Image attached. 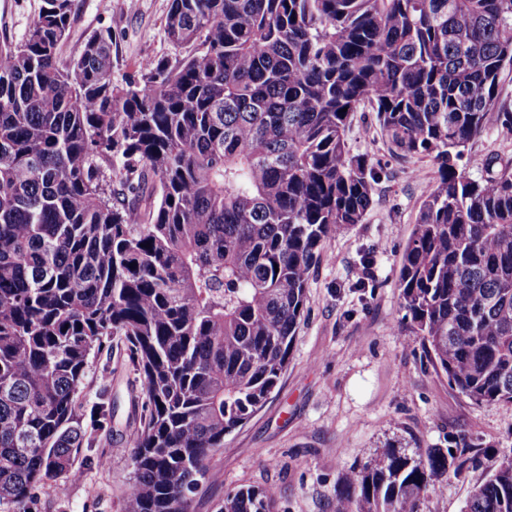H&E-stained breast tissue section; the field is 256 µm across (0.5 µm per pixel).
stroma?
Instances as JSON below:
<instances>
[{"mask_svg":"<svg viewBox=\"0 0 512 512\" xmlns=\"http://www.w3.org/2000/svg\"><path fill=\"white\" fill-rule=\"evenodd\" d=\"M172 0H75L64 53L78 52L93 33L112 35V81L137 79L141 63L174 56L164 33ZM42 0H0V39L24 40ZM352 153L369 155L385 173L360 224L325 240L311 271L288 366L269 400L224 439L193 499L192 512H217L227 491L272 486L275 512H335L342 474L362 466L386 439L444 448L457 439L482 449L491 465L512 458V403L479 405L452 388L404 321L397 272L426 194L430 162L420 168L391 157L369 111L355 112L347 133ZM496 157L512 167V133L500 126L470 142L456 169L470 178ZM84 403L105 396L112 417L95 448L76 459L83 478L61 475L56 494L34 487L24 506L0 512H124L132 476L129 447L143 413L139 373L120 339L89 356ZM484 470L443 480L421 512H463Z\"/></svg>","mask_w":512,"mask_h":512,"instance_id":"obj_1","label":"stroma"}]
</instances>
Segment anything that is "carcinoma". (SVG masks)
<instances>
[{"label": "carcinoma", "instance_id": "1", "mask_svg": "<svg viewBox=\"0 0 512 512\" xmlns=\"http://www.w3.org/2000/svg\"><path fill=\"white\" fill-rule=\"evenodd\" d=\"M74 0L0 43V502L77 472L91 351L129 344L145 397L125 512H191L224 437L274 392L310 272L364 222L382 167L347 143L375 112L389 154L434 168L398 273L450 386L512 403V169L455 159L497 122L512 0H172L179 53L112 82V38L66 56ZM150 247H145V244ZM479 451L389 440L336 512H421ZM243 485L220 512H273ZM465 512H512V459Z\"/></svg>", "mask_w": 512, "mask_h": 512}]
</instances>
